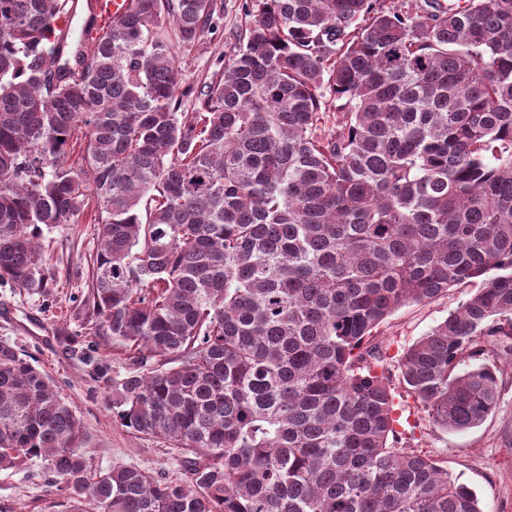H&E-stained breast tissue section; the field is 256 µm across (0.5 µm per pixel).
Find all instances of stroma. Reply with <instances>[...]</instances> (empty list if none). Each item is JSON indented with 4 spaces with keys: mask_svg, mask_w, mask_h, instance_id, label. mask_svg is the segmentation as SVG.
<instances>
[{
    "mask_svg": "<svg viewBox=\"0 0 512 512\" xmlns=\"http://www.w3.org/2000/svg\"><path fill=\"white\" fill-rule=\"evenodd\" d=\"M220 2L216 32L195 46L175 49L183 85L198 88L209 82L230 39L247 24V10H258L261 0ZM94 216L89 209L75 223L45 230L49 247L44 292L31 293L0 282V344L30 355L54 380L81 421L82 451L95 469L131 465L157 478L180 481L184 474L168 443L123 427L112 413L111 387L93 379L91 367L67 352V336L85 328L90 320L85 296L90 258L98 247ZM472 293L471 285H460L431 302L399 308L380 326L378 342L388 356L399 357ZM483 360L498 368L501 390L496 409L481 425L463 432L435 427L421 406L399 387L395 402L402 417L393 442L434 460L472 488L483 512H512V336L486 342ZM53 480L38 460L1 470L0 512H62V498Z\"/></svg>",
    "mask_w": 512,
    "mask_h": 512,
    "instance_id": "obj_1",
    "label": "stroma"
}]
</instances>
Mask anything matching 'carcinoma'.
Returning <instances> with one entry per match:
<instances>
[{
	"label": "carcinoma",
	"instance_id": "1",
	"mask_svg": "<svg viewBox=\"0 0 512 512\" xmlns=\"http://www.w3.org/2000/svg\"><path fill=\"white\" fill-rule=\"evenodd\" d=\"M217 9L128 0L89 39L68 0H0V280L46 288L43 228L95 203L91 335L133 351L113 414L187 479L92 470L3 343L0 470L45 460L66 512H483L389 437L395 377L446 431L499 400L477 337L512 335V0H262L183 112L174 42ZM475 279L397 369L363 348ZM68 350L108 378L98 345Z\"/></svg>",
	"mask_w": 512,
	"mask_h": 512
}]
</instances>
